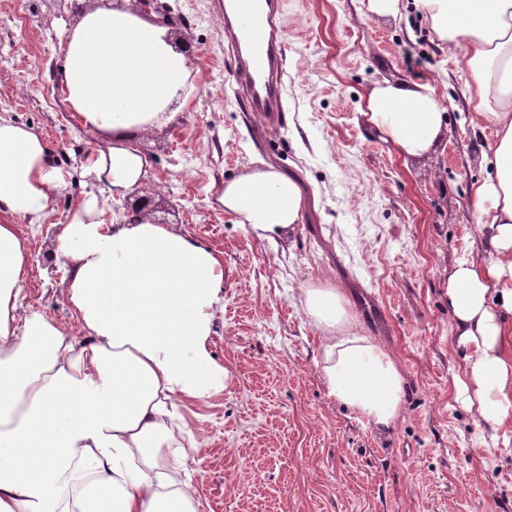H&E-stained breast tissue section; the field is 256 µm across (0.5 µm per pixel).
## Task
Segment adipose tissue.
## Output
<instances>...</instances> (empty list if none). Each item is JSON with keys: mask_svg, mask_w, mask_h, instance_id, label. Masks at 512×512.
I'll return each instance as SVG.
<instances>
[{"mask_svg": "<svg viewBox=\"0 0 512 512\" xmlns=\"http://www.w3.org/2000/svg\"><path fill=\"white\" fill-rule=\"evenodd\" d=\"M469 74L468 105L494 140L475 186V232L486 257L460 260L445 294L460 344L474 351L458 394L491 427L512 417V0H414ZM165 28L105 4L82 12L64 46L59 87L78 121L112 134L91 154L109 176L56 239L79 334L22 303L29 254L22 224L40 225L66 186L53 149L0 118V512H197L179 442L178 403L223 389L207 350L224 262L164 224L105 223L139 184L146 157L128 135L169 126L188 60ZM366 118L406 157L428 154L445 126L434 85H376ZM239 224L275 242L302 219L292 178L255 170L224 186ZM322 345L326 394L385 431L402 416L406 375L378 338L354 330L333 286L298 288Z\"/></svg>", "mask_w": 512, "mask_h": 512, "instance_id": "obj_1", "label": "adipose tissue"}]
</instances>
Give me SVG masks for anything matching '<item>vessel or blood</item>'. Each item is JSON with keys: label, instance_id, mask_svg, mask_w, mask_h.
Listing matches in <instances>:
<instances>
[{"label": "vessel or blood", "instance_id": "b4317fda", "mask_svg": "<svg viewBox=\"0 0 512 512\" xmlns=\"http://www.w3.org/2000/svg\"><path fill=\"white\" fill-rule=\"evenodd\" d=\"M224 40L232 50V87L251 111L283 121L286 19L281 0H224Z\"/></svg>", "mask_w": 512, "mask_h": 512}]
</instances>
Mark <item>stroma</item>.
Returning <instances> with one entry per match:
<instances>
[{"label": "stroma", "instance_id": "1", "mask_svg": "<svg viewBox=\"0 0 512 512\" xmlns=\"http://www.w3.org/2000/svg\"><path fill=\"white\" fill-rule=\"evenodd\" d=\"M162 2L184 20L189 77L176 123L134 144L163 193L159 217L224 257L208 341L224 388L179 404L197 446L184 465L198 512H512V418L475 425L454 386L469 350L445 285L481 250L471 192L494 139L473 121L467 71L412 0L382 19L359 0H283L287 112L276 131L233 94L218 0ZM65 27L53 0H0V117L42 135L68 180L48 223L26 230L23 294L67 328L76 318L54 240L102 190L84 157L112 140L79 126L59 95ZM387 81L437 90L447 121L424 158L401 156L364 115ZM256 169L291 177L305 198L301 222L273 245L220 201L226 182ZM325 276L405 371L388 431L326 395L320 342L294 291Z\"/></svg>", "mask_w": 512, "mask_h": 512}]
</instances>
